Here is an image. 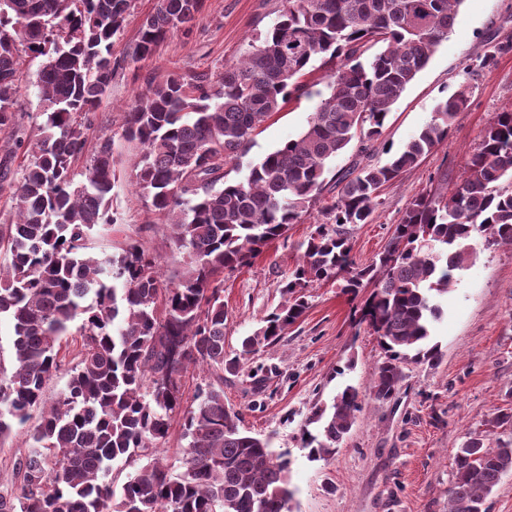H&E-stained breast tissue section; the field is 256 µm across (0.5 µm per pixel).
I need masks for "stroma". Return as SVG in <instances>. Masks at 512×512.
<instances>
[{"label": "stroma", "mask_w": 512, "mask_h": 512, "mask_svg": "<svg viewBox=\"0 0 512 512\" xmlns=\"http://www.w3.org/2000/svg\"><path fill=\"white\" fill-rule=\"evenodd\" d=\"M281 7V0H203L189 33H175L150 59L117 73L96 109L88 141L106 135L113 141L121 172L112 190L118 221L93 231V252L112 255L137 241L157 257L165 280L186 272L189 258L172 252L163 216L152 212L130 183L142 147L123 136V110L145 90L146 77L222 72L264 36ZM507 37L512 38V0H465L447 40L392 108L373 143L371 162L386 163L430 122L442 98L461 84L470 87L469 106L448 138L384 186L370 223L351 226L348 238L357 265L383 252L415 197L459 182L482 131L512 103V53L491 67H473L487 43ZM41 64L30 54L21 57L15 111L28 131L38 111ZM320 101L305 95L267 118L231 177H241L250 163L298 138ZM337 193L336 186H328L323 204L291 225L287 238L269 244L250 266L225 272L226 352L237 350L281 303L279 285L300 259L299 244L327 222L323 206ZM456 279L434 326L443 352L440 364L407 365L390 400L366 393L382 351L372 331L352 324L353 303L334 282L306 288L307 309L280 342L253 355L242 372L225 374L224 402L241 413L242 428L271 437L274 449L291 459L293 512H448L454 454L463 434L483 431L494 412L512 408V248L479 252ZM348 385L364 393L350 433L333 459H308L300 435L313 407Z\"/></svg>", "instance_id": "stroma-1"}]
</instances>
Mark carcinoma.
<instances>
[{"label": "carcinoma", "mask_w": 512, "mask_h": 512, "mask_svg": "<svg viewBox=\"0 0 512 512\" xmlns=\"http://www.w3.org/2000/svg\"><path fill=\"white\" fill-rule=\"evenodd\" d=\"M133 0H0V132L26 149L11 191L14 215L0 224V315L13 327L10 369L0 370V442L31 411L42 420L28 434L0 487V512H292L290 460L267 438L240 429L224 403V371L238 372L277 344L304 314V290L343 280L358 295L373 285L357 318L377 336L384 359L370 382L375 399H391L408 363L436 366L433 339L441 300L477 246H512V103L484 129L452 188L421 194L407 208L379 256L355 264L349 225L369 222L380 189L418 165L468 108L463 85L440 101L431 121L382 166L356 163L336 173L337 200L327 208L335 227L317 226L302 261L279 285L285 303L224 351V271L252 263L269 243L323 196L330 163L353 143L359 153L416 76L448 38L465 0H284L263 40L212 76L146 78L126 107L124 135L143 146L130 176L150 209L168 217L170 243L193 266L177 282L162 279L156 257L131 242L103 259L89 251L110 214L117 170L105 136L77 172L86 133L113 77L152 57L177 32L190 31L201 0H158L122 59L112 39ZM45 58L39 79V138L17 124L19 53ZM512 52V38L490 46L479 68ZM329 56L327 93L307 127L251 165L241 178L226 167L241 156L266 118L309 92L300 78ZM81 338L75 365L56 401L45 406L47 382L66 360L61 342L71 327ZM191 365L216 382L183 404L182 377ZM362 402L348 385L331 405L314 408L313 434L302 431L308 457L328 460L350 432ZM182 415L181 470L141 457L166 444ZM512 408L500 409L481 433L457 448L448 512H487L486 498L512 472ZM134 467L116 485L113 464Z\"/></svg>", "instance_id": "carcinoma-1"}]
</instances>
